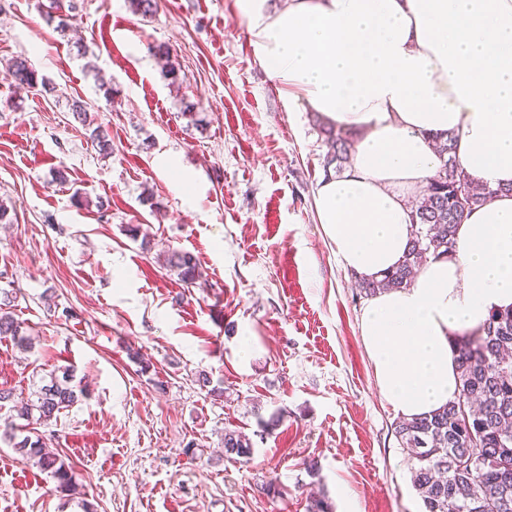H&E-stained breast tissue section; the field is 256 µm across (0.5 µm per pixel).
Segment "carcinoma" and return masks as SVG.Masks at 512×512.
I'll list each match as a JSON object with an SVG mask.
<instances>
[{
	"instance_id": "1",
	"label": "carcinoma",
	"mask_w": 512,
	"mask_h": 512,
	"mask_svg": "<svg viewBox=\"0 0 512 512\" xmlns=\"http://www.w3.org/2000/svg\"><path fill=\"white\" fill-rule=\"evenodd\" d=\"M49 23L65 31L76 22V5L50 0L45 13ZM9 71L19 86L54 91L29 60L13 58ZM329 146L325 174H340L346 169L354 138L327 122L319 125ZM90 138L99 151L112 153V144L102 126L91 129ZM455 135L438 138L441 167L432 178L421 204L412 215L417 226L411 245L401 263L380 279H364L358 288L365 296L405 288L418 265L427 257L453 251L456 227L467 213L486 204L494 191L479 187L452 160ZM166 269L191 286L202 273L196 257L173 250L168 253ZM11 337L23 344L20 323L4 312L0 314V337ZM459 393L454 402L433 413L399 420L394 433L399 445L416 459L412 483L421 497L425 512H512V310L491 314L481 333L467 336L456 344ZM72 375H50L49 382L35 392L36 399L20 405L13 403L14 393L0 388V407L12 404L16 417L27 425H47L78 400L84 389L72 385ZM16 425L9 420L0 424V439L16 450L36 459L41 471L56 482V491L64 497L75 491L73 466L55 453L43 449L40 435L16 440ZM252 442L246 434L224 431V457L231 462L250 458Z\"/></svg>"
}]
</instances>
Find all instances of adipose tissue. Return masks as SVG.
<instances>
[{
	"instance_id": "ef3b65f1",
	"label": "adipose tissue",
	"mask_w": 512,
	"mask_h": 512,
	"mask_svg": "<svg viewBox=\"0 0 512 512\" xmlns=\"http://www.w3.org/2000/svg\"><path fill=\"white\" fill-rule=\"evenodd\" d=\"M236 0L264 68L289 104L352 133L347 169L314 204L338 264L378 278L412 238L410 200L453 159L496 189L410 286L369 297L360 333L382 397L402 417L456 399L455 343L512 308V0Z\"/></svg>"
}]
</instances>
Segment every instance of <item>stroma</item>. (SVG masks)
Returning <instances> with one entry per match:
<instances>
[{"label": "stroma", "mask_w": 512, "mask_h": 512, "mask_svg": "<svg viewBox=\"0 0 512 512\" xmlns=\"http://www.w3.org/2000/svg\"><path fill=\"white\" fill-rule=\"evenodd\" d=\"M76 2L63 33L49 0H0V301L30 339H0V387L24 401L66 366L87 392L43 431L75 464L70 500L0 441V512H306L313 493L333 512H422L365 298L316 221L329 148L313 113L285 102L235 0H159L148 17ZM19 55L55 95L15 86ZM169 249L197 258L195 287L165 269ZM228 429L251 438L248 462L225 459Z\"/></svg>", "instance_id": "1"}]
</instances>
